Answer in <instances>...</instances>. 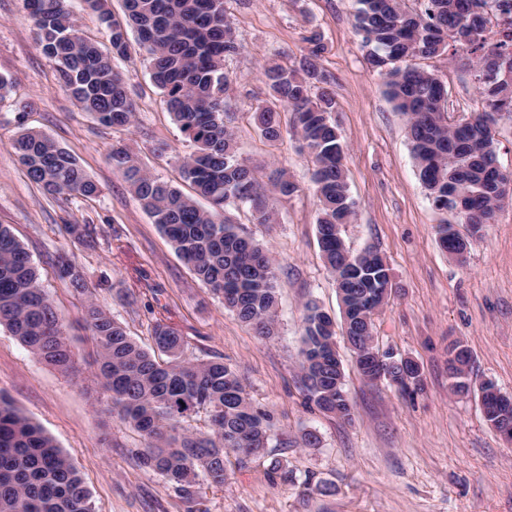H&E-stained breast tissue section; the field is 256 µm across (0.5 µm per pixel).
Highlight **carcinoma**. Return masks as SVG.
<instances>
[{
  "instance_id": "carcinoma-1",
  "label": "carcinoma",
  "mask_w": 512,
  "mask_h": 512,
  "mask_svg": "<svg viewBox=\"0 0 512 512\" xmlns=\"http://www.w3.org/2000/svg\"><path fill=\"white\" fill-rule=\"evenodd\" d=\"M109 33L112 53L85 38L66 0H25L36 39L53 60L61 88L81 110L106 127L132 124L137 111L111 55L128 51L127 30L151 60V79L168 112L194 151L179 160L181 178L192 193L153 176L121 147L109 155L143 210L169 240L196 278L209 287L224 308L261 337L274 335L277 288L269 252L239 225L224 216L228 207H245L252 224H271L275 203L299 187L281 170L266 188L258 171L239 159L234 133L226 126L224 60L238 50L226 0H125L118 21L106 0H86ZM408 9L405 0H357L355 28L367 48L369 63L385 71L386 93L407 122L408 137L421 183L434 205L453 202L457 215L473 232L493 222L503 199L496 191L497 161L489 128L492 115L512 112V87L499 82L512 65V23L490 38V14L512 13V0H420ZM471 67L485 111L448 129L447 91L437 76L414 64L437 56L448 44ZM317 51L287 67L264 66L271 104L255 112L256 127L270 142L282 137L276 104L293 114V134L313 164L312 183L319 201L317 236L325 264L333 275L346 310L351 348L370 353L374 313L359 310L356 299L376 289L377 304L387 302L391 272L380 254L367 248L353 253L341 227L356 215L343 158L346 146L331 120L336 101L319 79ZM12 148L32 182L48 194L92 200L101 189L77 159L47 135L19 132ZM209 202L204 208L198 199ZM65 233L87 246L93 240L87 224H66ZM61 278L86 298L84 323L97 348L98 373L112 413L146 440L134 451L139 463L161 476L185 497L196 493L199 478L224 483L225 458L266 453L273 435L270 415L250 401L238 375L221 360L186 355L184 336L172 316L159 314L152 327L160 361L128 334L125 326L91 299L84 273L60 255ZM0 325L34 355L62 370L74 363L64 325L41 285L30 255L10 228L0 224ZM336 340V322L317 305H307L300 373L308 402L323 412L349 419L344 370L325 353ZM451 388L467 393L476 386L470 371L448 370ZM420 371L411 360L392 372L391 382L406 391L418 384ZM207 413L211 430L186 426L193 413ZM0 512H93L91 497L70 459L51 437L0 395Z\"/></svg>"
}]
</instances>
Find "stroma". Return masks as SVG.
<instances>
[{
    "instance_id": "35a3bbf8",
    "label": "stroma",
    "mask_w": 512,
    "mask_h": 512,
    "mask_svg": "<svg viewBox=\"0 0 512 512\" xmlns=\"http://www.w3.org/2000/svg\"><path fill=\"white\" fill-rule=\"evenodd\" d=\"M356 0H227L240 51L226 59L227 124L240 158L261 172L287 169L298 192L277 204L276 221H233L272 254L277 271L274 336H256L224 309L145 213L123 177L113 172V147L127 149L152 174L174 185L178 160L193 146L180 132L150 62L137 44L116 68L137 104L129 127H105L60 86L54 62L35 37L23 0H0V74L13 90L0 102V224L9 225L36 264L43 288L66 326L75 368L64 372L38 359L0 326V394L53 437L82 475L95 512H512V444L484 419L477 395L449 387L453 343L471 355L473 378L512 395V201L471 238L465 262L443 252L435 227L449 216L421 185L406 120L385 93L384 77L367 61L354 28ZM318 33V45L308 37ZM317 52L318 69L336 100L335 121L357 216L342 236L351 251L377 248L393 289L375 319L380 353L419 364L420 386L399 392L372 383L355 366L345 338L337 346L351 419L319 411L300 388L299 350L308 303L339 317L332 275L318 244L311 164L291 129L269 142L252 113L266 101L262 64L268 57L298 63ZM452 51L418 59L448 92L456 122L483 111L473 71ZM42 131L68 150L96 181L99 197L63 201L32 183L12 149L21 129ZM65 224L89 225L95 245L65 235ZM67 254L93 287L94 301L151 348V312L175 314L187 353L220 358L240 377L253 404L268 413L274 437L264 457L229 454L223 484L202 481L186 501L142 467L134 450L143 437L109 411L84 325L85 300L60 279ZM313 433L317 441L306 445ZM280 459L294 482L272 481Z\"/></svg>"
}]
</instances>
